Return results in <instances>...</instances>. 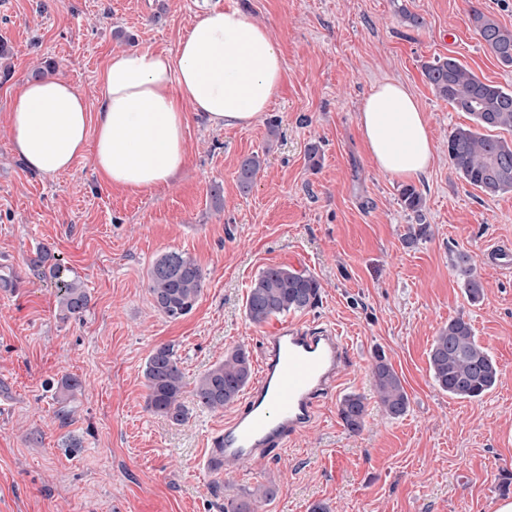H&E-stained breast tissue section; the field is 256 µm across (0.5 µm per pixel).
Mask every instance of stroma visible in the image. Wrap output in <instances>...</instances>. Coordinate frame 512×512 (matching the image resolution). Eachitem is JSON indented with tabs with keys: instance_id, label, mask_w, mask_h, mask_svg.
I'll return each instance as SVG.
<instances>
[{
	"instance_id": "1",
	"label": "stroma",
	"mask_w": 512,
	"mask_h": 512,
	"mask_svg": "<svg viewBox=\"0 0 512 512\" xmlns=\"http://www.w3.org/2000/svg\"><path fill=\"white\" fill-rule=\"evenodd\" d=\"M229 7L267 28L282 53L283 89L261 120L215 128L189 116L184 168L149 191L106 185L87 154L51 179L22 165L9 119L34 70L92 104L111 55L175 52L204 13ZM475 8L512 29V0H0L9 49L0 57V512H224L261 484L277 494L259 512L318 502L329 512H497L512 500V271L480 258L485 245L512 244V192L487 196L455 171L448 135L469 119L423 74L449 55L512 89V66L474 31ZM385 79L414 94L433 137V164L415 182L429 230L410 247L417 216L401 203L405 181L374 165L357 126ZM251 154L264 164L245 193L237 170ZM40 247L86 288L82 318H63L52 280L30 268ZM460 250L478 260L480 303L453 267ZM167 251L192 256L203 273L196 307L177 321L147 288ZM272 265L319 279L318 303L283 320L337 327L350 340L348 363L313 426L287 447L210 474L211 440L235 410L198 407L190 387L225 351L258 357L265 328L249 321L245 301ZM460 315L500 370L475 400L448 396L429 372L434 337ZM161 345L173 346L189 387L180 425L146 407L145 364ZM380 354L409 395L397 419L376 403ZM65 376L81 390L62 392ZM351 394L366 405L356 433L338 412Z\"/></svg>"
}]
</instances>
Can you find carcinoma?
Here are the masks:
<instances>
[{
  "mask_svg": "<svg viewBox=\"0 0 512 512\" xmlns=\"http://www.w3.org/2000/svg\"><path fill=\"white\" fill-rule=\"evenodd\" d=\"M476 34L505 65L512 66V29L478 9L472 10ZM423 74L435 95L457 112L470 116L473 125L455 127L448 135V159L456 172L487 196L512 192V139L489 134L495 129L512 132V90L483 81L453 57L437 58L424 65ZM262 168V159L245 157L238 168L242 192L251 188ZM404 207L414 213L422 208L423 198L413 185L400 192ZM454 267L463 279L465 295L472 303L483 299V286L474 257L467 251L456 254ZM61 312L67 318H80L88 310L90 297L83 284L62 275L58 265L51 268ZM203 274L190 256L168 251L159 255L148 272V291L154 308L170 320L192 312L202 290ZM322 285L306 272L285 266H269L255 277L249 288L245 311L257 325L315 306ZM429 370L435 384L459 399H478L490 392L498 381V367L481 346L471 324L459 316L448 321L434 337L429 351ZM144 375L148 389L147 406L173 424L187 419L183 402L186 383L176 353L169 345L157 347L149 355ZM252 377L246 350L238 347L224 353V361L212 366L196 380L193 394L198 405L211 411L234 404ZM378 403L391 418L404 415L409 397L393 366L384 356L376 357L373 367ZM366 412L358 395L341 402L339 415L351 432L361 430ZM274 486H263L240 500H233L227 512H257L255 503L274 497Z\"/></svg>",
  "mask_w": 512,
  "mask_h": 512,
  "instance_id": "cac0c4a2",
  "label": "carcinoma"
}]
</instances>
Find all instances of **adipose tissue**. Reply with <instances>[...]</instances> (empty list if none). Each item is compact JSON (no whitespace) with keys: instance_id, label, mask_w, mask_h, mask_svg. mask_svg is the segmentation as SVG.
<instances>
[{"instance_id":"1","label":"adipose tissue","mask_w":512,"mask_h":512,"mask_svg":"<svg viewBox=\"0 0 512 512\" xmlns=\"http://www.w3.org/2000/svg\"><path fill=\"white\" fill-rule=\"evenodd\" d=\"M283 82V58L269 32L238 9H213L175 54L111 56L96 105L64 80L26 82L10 114L13 148L46 178L68 171L89 150L104 183L146 191L183 168L187 112L214 127L249 126L267 112ZM358 127L379 169L414 180L430 168L429 122L402 82L374 86Z\"/></svg>"}]
</instances>
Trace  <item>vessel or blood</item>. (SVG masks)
Instances as JSON below:
<instances>
[{
  "label": "vessel or blood",
  "instance_id": "vessel-or-blood-1",
  "mask_svg": "<svg viewBox=\"0 0 512 512\" xmlns=\"http://www.w3.org/2000/svg\"><path fill=\"white\" fill-rule=\"evenodd\" d=\"M349 341L333 328L281 325L265 336L258 369L242 407L211 441L207 473L245 462L261 450L287 447L315 421L317 398L342 373Z\"/></svg>",
  "mask_w": 512,
  "mask_h": 512
}]
</instances>
